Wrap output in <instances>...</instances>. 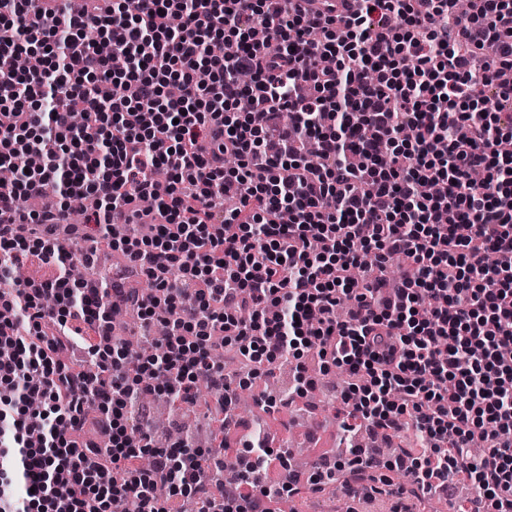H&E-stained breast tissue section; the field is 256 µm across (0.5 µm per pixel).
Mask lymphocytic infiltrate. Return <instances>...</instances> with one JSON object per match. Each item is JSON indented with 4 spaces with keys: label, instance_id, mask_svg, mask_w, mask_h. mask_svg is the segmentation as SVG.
I'll return each mask as SVG.
<instances>
[{
    "label": "lymphocytic infiltrate",
    "instance_id": "lymphocytic-infiltrate-1",
    "mask_svg": "<svg viewBox=\"0 0 512 512\" xmlns=\"http://www.w3.org/2000/svg\"><path fill=\"white\" fill-rule=\"evenodd\" d=\"M22 54L42 69H14ZM124 83L135 98L113 96ZM492 98L512 100V0H0V167L17 172L0 182V512H173L180 496L260 512L296 495L213 494L223 418L209 448H157L140 403L192 401L203 376L224 405L221 353L253 379L295 361L303 397L308 350L348 374L349 417L387 441L410 423L421 449L379 463L353 446L314 490L378 465L387 495L405 468L422 503L463 474L483 512H512V114ZM75 197L94 202L80 226ZM104 246L153 292L69 276ZM32 257L52 276L15 285ZM120 308L166 323L161 358L119 339ZM91 416L105 443L82 440Z\"/></svg>",
    "mask_w": 512,
    "mask_h": 512
}]
</instances>
